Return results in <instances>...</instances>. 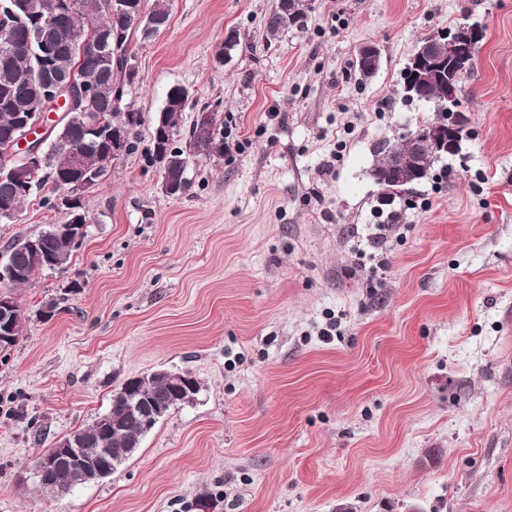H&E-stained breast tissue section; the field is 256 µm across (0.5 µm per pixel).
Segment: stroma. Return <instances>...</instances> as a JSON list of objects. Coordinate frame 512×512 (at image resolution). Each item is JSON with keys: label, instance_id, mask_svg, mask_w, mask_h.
<instances>
[{"label": "stroma", "instance_id": "stroma-1", "mask_svg": "<svg viewBox=\"0 0 512 512\" xmlns=\"http://www.w3.org/2000/svg\"><path fill=\"white\" fill-rule=\"evenodd\" d=\"M273 4L171 0L167 30L133 40L139 147L84 192L67 263L11 291L26 324L0 362V512H512V0H312L269 41ZM464 23L484 39L462 146L380 232L376 147L434 115L397 95L408 58ZM177 85L229 149L170 198L149 148ZM57 195L0 222V256L61 221ZM157 369L190 372L195 401L110 476L41 490L34 458Z\"/></svg>", "mask_w": 512, "mask_h": 512}]
</instances>
